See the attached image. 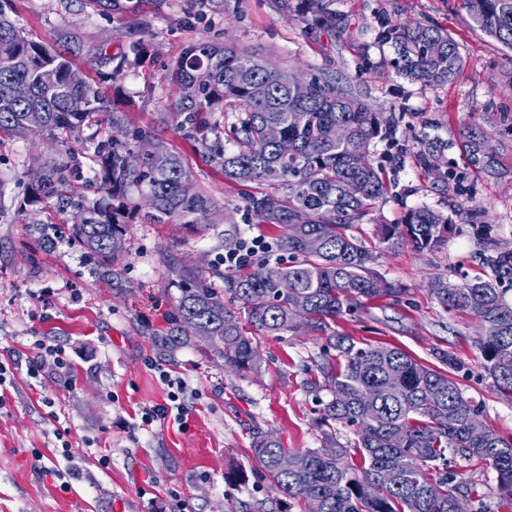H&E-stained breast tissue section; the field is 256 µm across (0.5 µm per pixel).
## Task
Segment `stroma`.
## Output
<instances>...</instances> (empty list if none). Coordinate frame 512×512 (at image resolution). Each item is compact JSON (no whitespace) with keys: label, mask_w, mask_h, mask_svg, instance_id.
Here are the masks:
<instances>
[{"label":"stroma","mask_w":512,"mask_h":512,"mask_svg":"<svg viewBox=\"0 0 512 512\" xmlns=\"http://www.w3.org/2000/svg\"><path fill=\"white\" fill-rule=\"evenodd\" d=\"M322 6L340 15L335 30L318 25ZM10 7L30 39L74 33L83 68H91L101 45L114 58L113 75L100 82L108 108L79 132L85 168L95 165L97 143L121 130L142 133L180 155L235 221L199 234L177 224L131 221L122 276L111 279L73 236L70 212L52 199L29 201L31 165L45 141L31 135L0 140V360L16 364L13 386L0 393V512H279L276 492L258 473L254 432H274L287 448L322 444V409L330 398L319 370L324 338L256 335L262 367L247 377L225 368L221 358L204 356L198 344L169 359L151 342L166 328L178 295L168 259L211 271L219 288L225 250L252 236L270 243L278 237L273 227L245 223L236 185L169 117L168 71L201 38L278 68L328 73L394 124L393 141L370 148L393 194L351 232L376 251L378 271L406 293L397 302H365L338 328L362 343L400 347L435 368L439 353H448L450 372L480 420L512 436V393L500 391L484 368L480 326L444 310L430 291L439 277L452 284L493 279L492 258L512 250V128L489 119L493 112L512 114V50L477 30L461 0H322L300 16L280 12L277 0H223L219 8L212 0H140L135 11L107 15L89 0H10ZM409 22L444 28L458 43L465 65L453 82L434 89L399 73L388 31ZM134 40L143 42L145 56L124 59ZM474 124L498 147L501 177L474 171L464 158L460 132ZM423 139L443 145L436 171H428L420 155ZM423 206L452 217L446 244L380 249L377 223H402ZM471 208L477 219L466 218ZM46 238L52 241L47 248L41 245ZM39 338L73 350L70 382L49 377L39 384L29 377ZM164 371L187 385L188 427L181 431L167 421L139 429L141 410L166 400ZM45 395L53 407L42 404ZM57 428L67 429L80 472L67 492L51 474ZM103 455L109 467L100 466ZM450 467L474 488L470 512H512L496 495L491 466L457 456Z\"/></svg>","instance_id":"stroma-1"}]
</instances>
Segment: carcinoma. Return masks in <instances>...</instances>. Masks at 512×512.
I'll return each instance as SVG.
<instances>
[{
	"instance_id": "carcinoma-1",
	"label": "carcinoma",
	"mask_w": 512,
	"mask_h": 512,
	"mask_svg": "<svg viewBox=\"0 0 512 512\" xmlns=\"http://www.w3.org/2000/svg\"><path fill=\"white\" fill-rule=\"evenodd\" d=\"M475 25L487 36L512 49V0H463ZM402 74L438 88L452 82L463 68L459 46L448 31L421 23L391 29ZM79 47L73 36L63 41L29 40L15 20L0 9V135L25 137L38 125L54 152L39 160L41 180L33 185L37 199L55 198L72 209L71 229L89 256L120 276L127 250L128 219L143 211L146 224H181L195 232L199 211L210 223H228L232 216L199 187L182 159L167 155L164 168L154 165L161 152L138 132L125 141L115 138L96 145L99 190L123 195L131 188L152 197L146 210L86 204L63 193L81 177L78 152L67 138L93 115L104 101L73 56ZM266 61L209 41L186 48L170 80L176 86L173 108L177 128L204 149L224 179L243 187L245 211L258 224L280 232V246L289 261H275L280 276H266L270 265L261 260L244 274L223 273L226 289L214 288L203 268L175 264L178 288L171 327L154 337L163 356L205 337L204 353L224 359V366L240 376L258 372L262 356L248 335L249 327L266 336L316 332L326 337L334 357L321 367L323 387L331 394L323 409L322 447H283L272 432L257 431L253 452L260 476L280 496L301 500L304 512H464L463 501L472 489L464 478L448 470V455L490 464L497 473V494L512 506V437L487 427L479 431L470 421L477 415L473 402L448 374L387 345H359L336 331V322L364 301L398 300L404 289L373 267L375 256L348 234L386 200L389 188L381 172L369 162L376 139L390 135V126L329 74L309 75L308 93L294 94L286 82L262 96L256 88L264 80ZM27 87L18 98L15 86ZM80 98L84 109L74 112L70 101ZM234 113L225 146L209 140L217 107ZM302 116L294 123L292 114ZM348 136L336 140V126ZM276 126L281 138L270 143L265 129ZM483 128L462 134L468 162L484 174L499 171L498 150L488 147ZM136 153L140 164L131 167L127 156ZM266 182L285 188L254 194L245 187ZM306 210L304 224L293 223ZM452 220L443 213L419 208L402 224H380L379 242L385 250L405 244L416 249L438 248L447 241ZM495 276L512 280V250L493 260ZM229 300H224V294ZM432 293L448 311L475 319L483 329L480 350L496 385L512 393V306L495 285L480 278L452 285L434 282ZM355 429L353 445H342L334 425ZM399 432L403 442L392 435ZM334 448L333 457L322 449Z\"/></svg>"
}]
</instances>
